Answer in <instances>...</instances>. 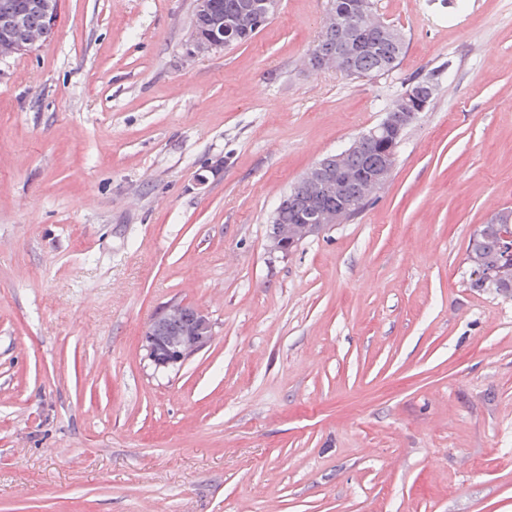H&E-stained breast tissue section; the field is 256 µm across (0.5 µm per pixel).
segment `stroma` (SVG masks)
<instances>
[{"mask_svg":"<svg viewBox=\"0 0 512 512\" xmlns=\"http://www.w3.org/2000/svg\"><path fill=\"white\" fill-rule=\"evenodd\" d=\"M396 69H314L328 0L188 54L193 0H59L0 58V512H512V0H375ZM436 85L363 210L288 257L280 196ZM173 303L211 343L154 371ZM508 217H511V224L509 221L501 223L500 234L504 239L512 240V209L504 208L474 231L466 254L469 288L504 298H512V242L499 237L500 224L494 221ZM475 271L481 273L484 280H473ZM171 307L157 313L142 340L146 358L156 370L181 367L191 355L207 347L213 335L209 317L189 305H180L181 322L173 329L167 317Z\"/></svg>","mask_w":512,"mask_h":512,"instance_id":"stroma-1","label":"stroma"}]
</instances>
